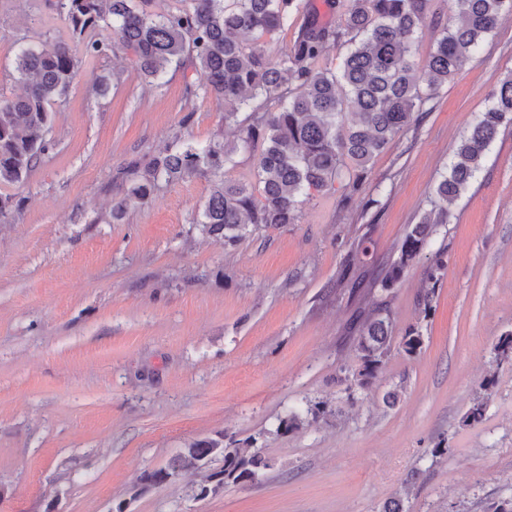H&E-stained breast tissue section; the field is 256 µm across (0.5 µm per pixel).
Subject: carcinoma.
Returning a JSON list of instances; mask_svg holds the SVG:
<instances>
[{"label":"carcinoma","instance_id":"1","mask_svg":"<svg viewBox=\"0 0 512 512\" xmlns=\"http://www.w3.org/2000/svg\"><path fill=\"white\" fill-rule=\"evenodd\" d=\"M67 33L48 49L18 42L12 77L25 85L20 96L0 94V185L23 184L49 149L46 133L52 106L64 98L90 59L117 50L130 55L142 75L159 81L170 68H199L202 81L186 86L189 97L212 98L224 123H238L248 145L262 141L257 181L226 179L234 148L221 139L201 145L179 139L145 168L134 169L124 195L112 206L115 218L145 205L161 182L200 176L210 194L195 219L200 231L237 243L259 231L294 224L301 197L334 189L359 190L373 160L405 129L419 121L437 89L455 77L512 16V0H452L456 22L441 29L425 63L417 67L412 48L430 12L431 0H338L339 24L303 26L289 50L273 60L260 38L282 30L302 0H173L162 13L150 0H56ZM347 48L339 71L319 65L338 47ZM512 124V73L479 113L454 152L448 175L438 184L434 209L410 227L396 257L374 284L387 292L415 264L436 224L448 223L444 204L476 179L501 129ZM353 344L362 362L355 385L369 384L395 341L386 301L369 302ZM408 354L422 344L409 331L398 341ZM224 457V469L207 480L244 482L265 466L255 449L224 445V436L189 443L167 467L143 475L146 485L182 471L201 470L209 457Z\"/></svg>","mask_w":512,"mask_h":512}]
</instances>
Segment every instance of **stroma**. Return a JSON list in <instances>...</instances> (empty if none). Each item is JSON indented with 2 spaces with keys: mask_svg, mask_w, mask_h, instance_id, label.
Returning <instances> with one entry per match:
<instances>
[{
  "mask_svg": "<svg viewBox=\"0 0 512 512\" xmlns=\"http://www.w3.org/2000/svg\"><path fill=\"white\" fill-rule=\"evenodd\" d=\"M313 20L337 23L339 10L306 0L264 37L267 53ZM64 29L54 0H0V94L22 92L11 77L19 39ZM511 72L507 18L349 204L313 196L297 223L228 248L194 223L210 193L201 177L160 183L112 217L130 161L178 137L236 142L213 100L186 97L199 72L157 84L121 52L86 64L53 107L51 148L16 189L19 210L0 223V512H380L393 498L405 512H490L512 500V357L496 350L512 336V127L385 296L394 336L417 330L420 349L394 348L363 388L351 325L366 302L340 278L359 240L363 281L394 256ZM115 73L119 84L93 91ZM479 397L482 419L466 422ZM319 402L326 416L280 430ZM218 436L258 448L266 468L204 497L223 457L143 486L144 472Z\"/></svg>",
  "mask_w": 512,
  "mask_h": 512,
  "instance_id": "stroma-1",
  "label": "stroma"
}]
</instances>
